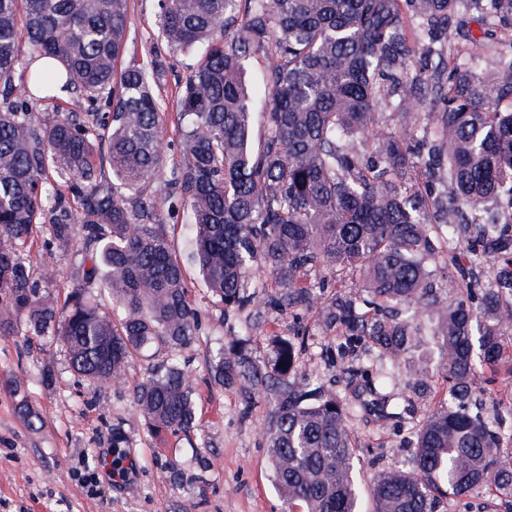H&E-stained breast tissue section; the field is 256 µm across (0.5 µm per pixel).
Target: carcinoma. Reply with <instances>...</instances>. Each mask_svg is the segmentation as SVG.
I'll return each instance as SVG.
<instances>
[{
    "label": "carcinoma",
    "mask_w": 512,
    "mask_h": 512,
    "mask_svg": "<svg viewBox=\"0 0 512 512\" xmlns=\"http://www.w3.org/2000/svg\"><path fill=\"white\" fill-rule=\"evenodd\" d=\"M129 0H0V336L24 319L52 338L96 391L125 380L134 354L186 349L198 331L184 271L150 184L165 179L190 210L195 264L230 309L259 306L244 283L256 267L283 292L274 301L313 307V272L357 270L361 288L321 307L345 347L387 363L413 356L422 312L441 315L437 341L448 399L413 424L410 472L381 470L373 512H443L441 498L496 490L512 512V460L497 449L507 421L472 409L475 366L512 377L502 336L512 331V0H157L167 44L195 52L180 98V162L165 172L161 101L153 65L118 66ZM492 19L502 44L498 77L461 62L466 12ZM33 59L15 80L21 44ZM266 56V135L252 143L254 94L242 79ZM108 111L45 120L32 100L59 83ZM511 106L504 109L502 102ZM399 111L400 126L380 121ZM433 116V130L419 123ZM71 180L76 212L49 177ZM56 215L43 224V215ZM84 227L82 241L73 225ZM83 257L82 282L65 297L57 271L21 257L40 231ZM491 261L485 287L475 270ZM293 342H276L262 375L241 348L219 351L221 384L276 394L264 429L275 484L303 512H360L351 420L369 403L354 390H299ZM381 367L366 387L385 415L393 397ZM32 429L42 423L14 389ZM135 405L157 429L195 427L185 374L173 360L148 376Z\"/></svg>",
    "instance_id": "cac0c4a2"
}]
</instances>
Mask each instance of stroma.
<instances>
[{
  "label": "stroma",
  "instance_id": "1",
  "mask_svg": "<svg viewBox=\"0 0 512 512\" xmlns=\"http://www.w3.org/2000/svg\"><path fill=\"white\" fill-rule=\"evenodd\" d=\"M156 0H129L130 39L124 65L149 58L156 62L162 102L161 146L166 164L180 158L178 98L194 62L192 53L171 48L155 28ZM158 218L188 282V297L201 311L194 343L178 353L196 403L197 427L171 433L150 427L134 404V393L167 353L130 360L118 385L90 392L66 357L49 340L29 342L25 326L0 336V512H288L274 487L263 437L269 403L264 394L240 385L214 382L209 361L220 344L244 340L258 369H267L277 339L294 341L298 360L293 378L300 385L336 389L363 386L357 362L341 358L336 331L326 329L312 309L276 304L226 309L208 293L190 258L193 233L184 205L161 202ZM24 256L32 265L58 271L55 289L66 294L79 278L73 250L46 247L35 238ZM419 338L417 352L429 373L415 380L405 363L395 367L393 392L401 418L376 415L355 422L351 439L356 479L369 491L382 469L413 468L410 422L422 420L448 394L440 370L441 354L430 329ZM51 365L53 383L41 382ZM20 383L43 417L31 430L19 417L16 400L5 384ZM122 455L124 481L110 480L114 455ZM97 474L105 485L92 492L86 477Z\"/></svg>",
  "mask_w": 512,
  "mask_h": 512
}]
</instances>
